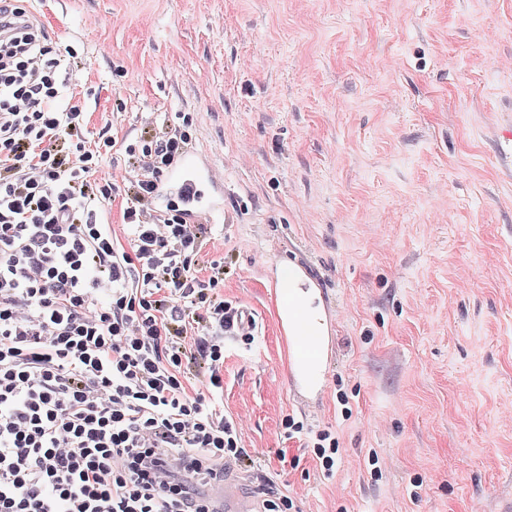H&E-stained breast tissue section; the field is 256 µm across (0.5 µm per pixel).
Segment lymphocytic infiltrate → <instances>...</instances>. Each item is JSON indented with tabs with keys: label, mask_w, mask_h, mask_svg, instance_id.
Instances as JSON below:
<instances>
[{
	"label": "lymphocytic infiltrate",
	"mask_w": 512,
	"mask_h": 512,
	"mask_svg": "<svg viewBox=\"0 0 512 512\" xmlns=\"http://www.w3.org/2000/svg\"><path fill=\"white\" fill-rule=\"evenodd\" d=\"M23 2L0 0V512H221L203 488L247 456L214 405L238 310L199 269L202 225L153 209L187 137L129 146L142 173L114 239L112 142L59 148L83 114L57 111L70 64Z\"/></svg>",
	"instance_id": "lymphocytic-infiltrate-1"
}]
</instances>
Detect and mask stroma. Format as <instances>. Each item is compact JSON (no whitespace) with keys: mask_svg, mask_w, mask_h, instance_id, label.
Segmentation results:
<instances>
[{"mask_svg":"<svg viewBox=\"0 0 512 512\" xmlns=\"http://www.w3.org/2000/svg\"><path fill=\"white\" fill-rule=\"evenodd\" d=\"M59 111L122 211L128 145L180 129L219 178L200 264L251 311L217 406L297 512H512V0H40ZM317 284L326 390L288 385L279 278ZM347 404H340L339 394ZM339 441L332 475L286 416Z\"/></svg>","mask_w":512,"mask_h":512,"instance_id":"35a3bbf8","label":"stroma"}]
</instances>
